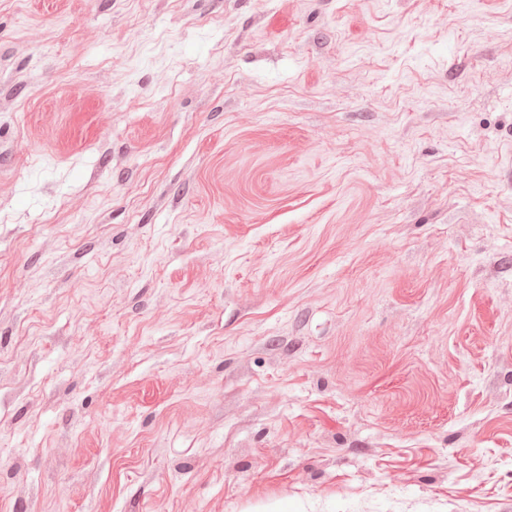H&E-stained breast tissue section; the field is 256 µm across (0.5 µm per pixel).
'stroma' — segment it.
Returning <instances> with one entry per match:
<instances>
[{"label": "stroma", "mask_w": 512, "mask_h": 512, "mask_svg": "<svg viewBox=\"0 0 512 512\" xmlns=\"http://www.w3.org/2000/svg\"><path fill=\"white\" fill-rule=\"evenodd\" d=\"M512 0H0V512H512Z\"/></svg>", "instance_id": "obj_1"}]
</instances>
